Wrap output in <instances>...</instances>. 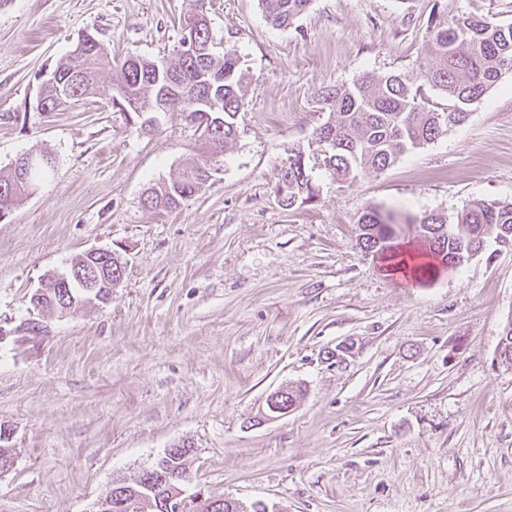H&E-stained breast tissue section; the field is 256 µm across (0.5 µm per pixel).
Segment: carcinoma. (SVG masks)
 I'll return each mask as SVG.
<instances>
[{
  "mask_svg": "<svg viewBox=\"0 0 512 512\" xmlns=\"http://www.w3.org/2000/svg\"><path fill=\"white\" fill-rule=\"evenodd\" d=\"M268 19L288 27L308 7L310 0H260ZM196 39L209 45L206 64L176 53L161 61L131 53L120 65L117 86L127 97L113 106L123 112H180L203 129L200 162L183 169L177 177L148 191L149 209L172 210L194 196L212 177L213 165L224 156L227 145L238 136L237 116L244 107L245 74L241 55L234 47L214 52L209 25L194 22ZM427 54L431 64L420 72V80L438 89L448 99L441 110L427 105L420 86L404 75H364L349 85H329L318 93L326 119L313 130L307 147L297 148L282 166L277 194L282 206L310 202L319 195L311 173L320 169L332 181L348 183L359 177L381 173L407 151L436 141L454 126L465 123L471 108L483 100L501 77L512 72V25L486 16L461 13L438 16L430 22ZM112 69V57L98 40L77 43L75 49L54 66L56 81L37 79V92L28 108L32 112H55L95 89L100 74ZM43 165L25 167L18 157L5 175H0V210L13 211L54 171L56 158L36 151ZM433 255L452 268L483 253L487 243L512 250V202L479 201L455 214H426L417 220ZM394 215L369 208L357 222V245L388 264L397 258ZM126 267L116 259L112 268H102L101 282L121 283ZM87 290L77 282L70 287L46 288L44 311L63 312L87 300ZM500 359L512 365V321L500 340ZM191 446L174 444L153 464L171 474L189 469Z\"/></svg>",
  "mask_w": 512,
  "mask_h": 512,
  "instance_id": "carcinoma-1",
  "label": "carcinoma"
}]
</instances>
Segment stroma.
<instances>
[{"label": "stroma", "mask_w": 512, "mask_h": 512, "mask_svg": "<svg viewBox=\"0 0 512 512\" xmlns=\"http://www.w3.org/2000/svg\"><path fill=\"white\" fill-rule=\"evenodd\" d=\"M192 0H0V173L47 150L54 172L0 222V512H92L191 444L187 493L286 512H512V252L405 282L356 244L369 207L419 217L512 201V73L437 141L380 174L282 208L317 94L365 73L417 76L435 14L512 25V0H311L291 27L259 0H205L216 48L247 75L240 136L172 211L142 200L200 161L176 112L112 106L116 73L58 112H29L35 74L95 35L114 61L159 60ZM126 263L105 305L31 311L85 251ZM303 389L284 415L270 394Z\"/></svg>", "instance_id": "1"}]
</instances>
